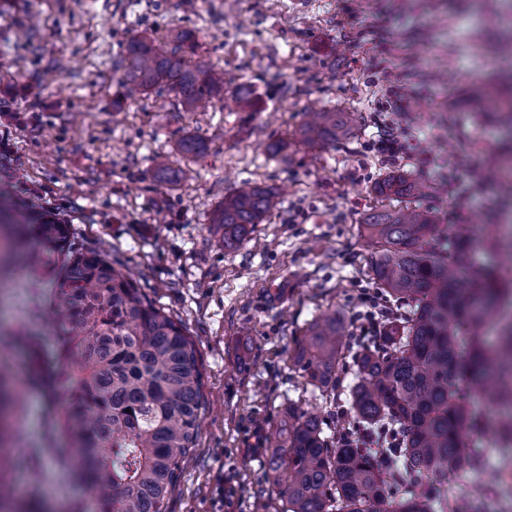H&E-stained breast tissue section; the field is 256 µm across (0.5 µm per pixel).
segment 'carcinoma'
Masks as SVG:
<instances>
[{
    "mask_svg": "<svg viewBox=\"0 0 512 512\" xmlns=\"http://www.w3.org/2000/svg\"><path fill=\"white\" fill-rule=\"evenodd\" d=\"M188 32L168 51L146 38L126 47L123 84L134 97L163 87L192 112L224 94V72L194 67L181 55ZM354 130L353 113L311 112L299 127L309 148L333 145ZM158 178L178 172L166 156L155 159ZM376 194L407 199L393 210L366 216L372 246L368 270L400 314L362 344L357 381L347 406L327 435L323 420L288 404L265 448L267 481L281 508L275 512H482L481 496L448 504V478L480 473L484 455L469 438L488 429L468 398L508 407L496 426L512 447V324L488 344L485 326L500 322L505 299L499 270L475 258L477 248H503L498 225H453L437 233L435 212L418 205L432 184L394 171L373 187ZM280 203L272 187L246 182L215 211L224 247L244 240ZM59 272L50 293L57 363L31 368L18 380L0 366V512H48L39 479L32 499L17 505L8 471L10 448L22 411L23 388L59 394L51 413L54 432L67 447L53 449L99 512H170L183 464L196 448L203 379L197 349L183 321L140 288L123 266L100 249L78 245L71 225L21 216L0 199V281L18 273ZM346 331L331 313L315 319L294 340L291 361L311 386L336 394L345 370ZM31 339L0 334V353ZM366 431L382 444L359 448Z\"/></svg>",
    "mask_w": 512,
    "mask_h": 512,
    "instance_id": "cac0c4a2",
    "label": "carcinoma"
}]
</instances>
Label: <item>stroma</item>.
Segmentation results:
<instances>
[{
    "label": "stroma",
    "instance_id": "stroma-1",
    "mask_svg": "<svg viewBox=\"0 0 512 512\" xmlns=\"http://www.w3.org/2000/svg\"><path fill=\"white\" fill-rule=\"evenodd\" d=\"M191 32L187 55L224 71V96L183 111L155 88L118 101L129 39L167 45ZM512 36V0H0V101L20 123L0 126L19 158L0 194L18 212L71 224L77 242L104 249L140 286L180 317L196 348L205 411L170 512H257L276 494L264 479L266 437L288 402L333 424L329 397L289 360L292 339L320 315L343 316L357 338L374 291L362 224L391 207L373 185L394 169L448 190L425 199L441 224H464L498 209L503 186L472 188L487 165L512 171L504 129L484 112L512 87L493 79V33ZM358 117L353 135L312 150L297 136L305 112ZM394 128L406 143L391 163L373 149ZM197 137L203 153L183 156ZM280 145L276 157L264 147ZM170 156L183 176L168 184L154 159ZM284 188L277 209L250 240L224 247L210 217L242 182ZM35 296L22 276L0 283V332H31L36 348L15 350L18 373L53 367L56 338L33 321ZM47 392L28 390L16 427L10 478L30 497L28 457L47 434ZM487 466L448 483L450 498L504 478L512 450L475 442ZM41 500L51 512L82 500L51 457Z\"/></svg>",
    "mask_w": 512,
    "mask_h": 512
}]
</instances>
